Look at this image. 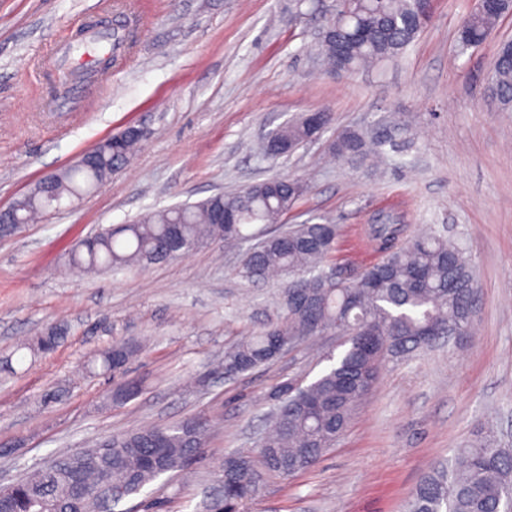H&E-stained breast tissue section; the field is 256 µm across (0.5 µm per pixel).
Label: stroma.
I'll list each match as a JSON object with an SVG mask.
<instances>
[{
	"label": "stroma",
	"mask_w": 512,
	"mask_h": 512,
	"mask_svg": "<svg viewBox=\"0 0 512 512\" xmlns=\"http://www.w3.org/2000/svg\"><path fill=\"white\" fill-rule=\"evenodd\" d=\"M472 6L434 0L432 24L401 58L331 76L309 0H0V207L126 127L146 132L79 205L0 240V483L115 432L202 417L205 459L120 504L194 512L225 454L256 448L269 392L312 382L341 353L329 332L225 378V350L278 318L285 284L241 274L248 240L116 274L62 270L71 245L98 227L270 178L310 186L285 224H339L332 267L380 260L367 225L395 218L404 242L438 224L466 242L478 294L472 336L388 359L336 447L293 479L267 477L249 512H406L430 464L481 429L512 443V111L486 88L512 16L462 52L457 32ZM119 12L128 49L102 77L86 61L63 89L58 50H108L88 27ZM321 109L332 124L319 138L274 160L261 154L271 129ZM392 116L408 123L393 134L403 166L330 154L336 131ZM52 329L63 332L57 347L38 352ZM121 339L142 350L129 368L139 389L117 403L98 356Z\"/></svg>",
	"instance_id": "obj_1"
}]
</instances>
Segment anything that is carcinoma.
<instances>
[{"label": "carcinoma", "mask_w": 512, "mask_h": 512, "mask_svg": "<svg viewBox=\"0 0 512 512\" xmlns=\"http://www.w3.org/2000/svg\"><path fill=\"white\" fill-rule=\"evenodd\" d=\"M510 12L509 2L498 10L474 8L458 30L460 50L483 44L496 21ZM431 20L422 0H342L336 15L326 21L330 34L319 42V55L325 67L355 73L398 59ZM492 86L498 107L512 109V60L502 52L493 63ZM313 120L309 112L277 128L280 146L293 150L310 139ZM402 126L403 121L390 120L372 136L344 130L331 142V153L341 160L382 163L387 159L383 146L391 142L389 131ZM138 143L139 138L127 136L113 147L96 144V167H68L55 175V199L43 201L36 187L23 214L8 208L0 212V221L19 220L14 225L18 234L40 215L67 208V200L90 192L126 164ZM308 189L300 179H268L195 204L151 211L131 224L102 227L68 252L73 266L114 270L172 260L208 241L230 244L259 238L260 245L243 255L242 272L253 279L283 275L291 280L281 290L282 316L224 352L226 377L270 363L277 357V340H308L327 330L344 337V351L328 357L330 365L314 381L295 391L288 383L271 390L269 398L277 407L258 456L244 451L225 455L215 473L216 491L199 505L201 512H248L265 474L288 479L318 463L345 432L356 404L370 391L387 358L428 347L450 332L471 335L477 286L458 238L437 229L396 248L393 241L402 225L392 218L372 224L370 241L386 256L345 277L326 268L339 235L337 224L250 230L255 224L279 223ZM220 208L234 211L237 223H214ZM139 351L134 343L117 341L101 358L104 367L120 373ZM207 427L206 421L196 420L106 438L112 447V484L125 487L129 498L159 477L182 470L203 452ZM102 468L94 447L81 457L58 455L48 467L21 480L17 498L10 505L0 503V512H33L40 501L49 502L51 512H71L62 485L76 479L90 491L103 479ZM408 512H512V448L502 447L493 433H483L448 462L430 467L408 502Z\"/></svg>", "instance_id": "obj_1"}]
</instances>
